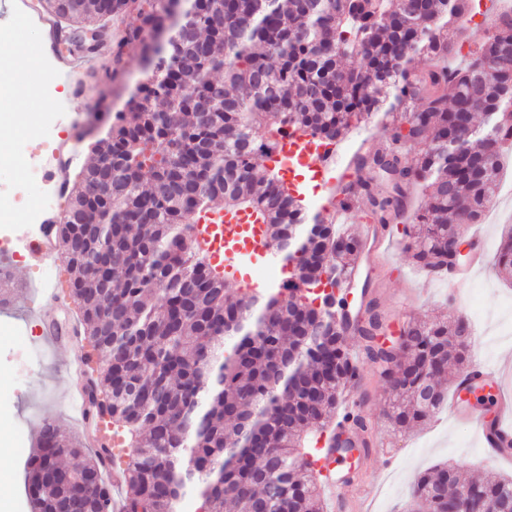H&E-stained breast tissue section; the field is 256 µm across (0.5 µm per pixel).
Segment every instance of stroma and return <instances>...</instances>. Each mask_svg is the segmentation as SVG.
Wrapping results in <instances>:
<instances>
[{
    "mask_svg": "<svg viewBox=\"0 0 512 512\" xmlns=\"http://www.w3.org/2000/svg\"><path fill=\"white\" fill-rule=\"evenodd\" d=\"M35 2L21 0L22 19L0 23L5 37L0 52L25 59L22 75L37 91L33 105L37 124L56 139L69 133L73 124H85L105 85H113L112 99L123 105L148 70L139 49L130 48L125 74L118 81L108 82L100 67L73 71L62 82L52 80L50 73L59 57L35 22ZM45 160L40 153L30 157L29 168L0 170V226L9 225L19 246L35 233L32 211L48 195L43 182H28L26 173L42 172ZM389 235L393 244L388 259L378 267L370 286L389 326L386 340L395 341L415 319L465 317L474 328L468 340L469 360L507 367L503 387L512 393V284L500 277L493 263H486L467 283L462 307L451 309L440 281L428 279L414 266L402 224L390 225ZM52 275V270L37 272L22 261H12V305L0 309V425L13 429V452L0 462V479L12 486L15 512H31L25 470L43 421L53 418L70 438L84 435L82 423L74 419L66 402V364L73 350L67 345L49 348L40 334L42 320L63 319L71 304L67 298L52 305L34 296L40 279ZM347 344L357 358L369 450L360 458L357 485L342 512H404L416 477L439 464L455 465L472 479L512 476V463L489 462L475 429L453 421L447 413L410 430L397 429L386 416L389 387L379 366L362 357L359 338H348Z\"/></svg>",
    "mask_w": 512,
    "mask_h": 512,
    "instance_id": "35a3bbf8",
    "label": "stroma"
}]
</instances>
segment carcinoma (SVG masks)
Masks as SVG:
<instances>
[{"instance_id": "obj_1", "label": "carcinoma", "mask_w": 512, "mask_h": 512, "mask_svg": "<svg viewBox=\"0 0 512 512\" xmlns=\"http://www.w3.org/2000/svg\"><path fill=\"white\" fill-rule=\"evenodd\" d=\"M470 2L39 0L68 53L109 54L114 81L123 48L136 43L152 72L123 108L93 113L94 159L52 225L84 331L92 416L131 451L88 455L44 422L25 476L33 512H112L106 459L126 482L124 512H178L190 490L203 512H324L313 445L336 419L353 364L336 309L312 289L347 278L360 244L350 228L310 214L265 160L288 129L334 143L383 114L385 144L354 155L339 205L386 225L421 187L424 204L403 233L414 264L441 276L448 239L493 202L490 154L512 133V66L475 83L484 61L512 44V13L496 15L463 67L433 64L462 54L448 29ZM128 12L139 24L116 42L112 27ZM418 55L429 64L413 83ZM344 57L363 67L344 69ZM362 173L390 188L366 209L355 190ZM245 208L268 225L272 255L290 266L287 286L233 290L202 253L194 216ZM495 266L512 278V235ZM376 308L371 301L353 331L369 360L391 368L390 417L408 428L444 404L448 365L466 360L456 336L470 325L461 316L411 322L403 354L377 340ZM467 490L471 512H512V478L476 481L452 465L418 477L411 495L448 512Z\"/></svg>"}]
</instances>
